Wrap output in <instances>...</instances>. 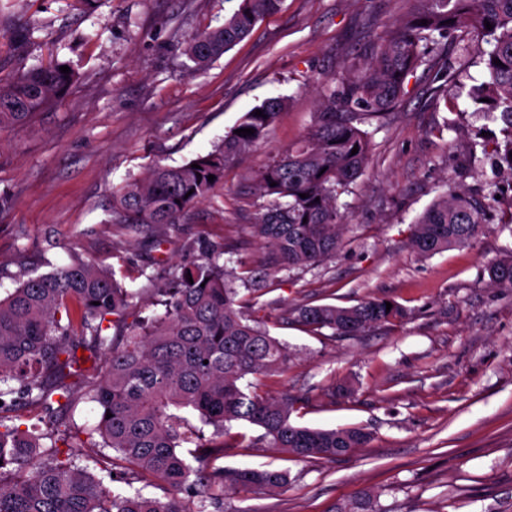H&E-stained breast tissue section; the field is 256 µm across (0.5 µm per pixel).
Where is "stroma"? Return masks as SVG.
Instances as JSON below:
<instances>
[{
  "mask_svg": "<svg viewBox=\"0 0 512 512\" xmlns=\"http://www.w3.org/2000/svg\"><path fill=\"white\" fill-rule=\"evenodd\" d=\"M239 0H0V80L63 63L68 93L24 127L0 131V296L28 277L79 258L137 291L139 310L159 313L154 288L168 271L200 263L205 250L237 274L262 250L249 231L257 174L310 131L323 86L362 70L411 10L412 0H283L278 12L203 69L180 43L216 28ZM33 30L18 45L13 32ZM476 33H453L433 50L462 74L437 81L410 73L398 102L370 120L369 163L339 199L348 223L334 258L280 272L254 307L271 336L288 343L286 373L262 390L295 399L297 423L360 426L366 447L335 461L287 458L252 446L257 428L232 425L218 466L287 470L275 491L228 494L224 512H336L359 492L383 512H512V289L489 285L487 267L512 253V172L471 143L496 131L473 112L466 88L480 77ZM286 106L266 136L224 171L145 252L110 223L113 189L155 162L178 166L211 150L240 118L272 97ZM496 193L488 222L464 246L424 257L415 220L449 184ZM385 296L402 320L363 335L306 332L287 319L301 304L351 306ZM351 397H335L332 384Z\"/></svg>",
  "mask_w": 512,
  "mask_h": 512,
  "instance_id": "obj_1",
  "label": "stroma"
}]
</instances>
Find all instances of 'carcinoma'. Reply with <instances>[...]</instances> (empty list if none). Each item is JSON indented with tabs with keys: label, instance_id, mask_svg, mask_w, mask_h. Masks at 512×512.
<instances>
[{
	"label": "carcinoma",
	"instance_id": "cac0c4a2",
	"mask_svg": "<svg viewBox=\"0 0 512 512\" xmlns=\"http://www.w3.org/2000/svg\"><path fill=\"white\" fill-rule=\"evenodd\" d=\"M416 2L410 18L363 71L337 89L325 86L311 133L257 175L261 202L251 233L263 255L248 275L228 270L220 264L221 253L207 250L203 262L182 269L158 289L164 314L131 324L126 314L138 293L75 258L28 278L0 299V512H205L209 505L222 512L226 493L287 485L288 472L282 469L211 466L230 448L224 441L230 425L240 421L262 430L255 443L287 457L334 460L369 443L370 433L362 427L323 429L294 422V401L262 393L248 381L287 372L292 352L261 321L244 313L240 290L251 296L283 270L317 267L336 255L347 223L338 200L368 163L371 136L360 125L381 118L396 104L407 76L431 63L429 46L453 31L472 28L489 46L482 52L487 57L484 79L470 87L468 98L484 116L503 124V142L496 143L495 152L512 171V0ZM280 4L241 0L222 26L190 35L180 50L202 69ZM59 67L32 68L0 83V130L26 125L64 96L74 74ZM283 105L284 99L270 98L258 106L263 115L246 113L237 128H253L252 135L231 132L186 164L156 163L143 176L127 180L112 193L111 223L141 238L149 251L159 246L154 236L144 235V226H173L188 207L208 199L224 168L263 139ZM210 175L215 176L212 182ZM488 210L485 198L450 184L415 222L412 245L426 257L466 245L487 222ZM487 271L490 286L512 288V254ZM388 301L373 296L352 306L304 304L290 315L310 332L329 328L335 336H359L403 317L395 302L386 309ZM80 348L87 355H78ZM100 357L108 364L107 373L90 381L82 364ZM71 378L84 383V396L98 406V423L87 435H99L101 448L116 453L99 459L112 465V480L128 485L157 480L170 489L165 497L116 494L79 463L77 445L61 450L54 442L45 448L40 438L15 424L20 408L55 403L56 430L69 429L77 400ZM180 411L198 415L213 429L212 437L189 425ZM191 445L196 467L183 452ZM336 512L381 509L364 492Z\"/></svg>",
	"mask_w": 512,
	"mask_h": 512
}]
</instances>
